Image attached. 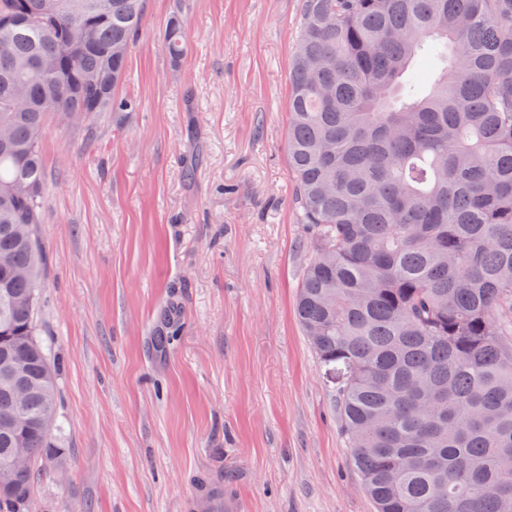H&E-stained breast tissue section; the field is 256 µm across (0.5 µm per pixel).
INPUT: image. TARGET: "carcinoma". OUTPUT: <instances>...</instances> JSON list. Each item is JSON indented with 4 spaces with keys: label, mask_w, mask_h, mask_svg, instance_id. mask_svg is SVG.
Instances as JSON below:
<instances>
[{
    "label": "carcinoma",
    "mask_w": 512,
    "mask_h": 512,
    "mask_svg": "<svg viewBox=\"0 0 512 512\" xmlns=\"http://www.w3.org/2000/svg\"><path fill=\"white\" fill-rule=\"evenodd\" d=\"M146 0H0V512L59 451L58 364L36 334L41 136L126 112ZM174 62L181 21L166 28ZM288 171L311 256L295 312L376 512L512 498V0H302Z\"/></svg>",
    "instance_id": "obj_1"
}]
</instances>
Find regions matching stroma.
<instances>
[{
  "label": "stroma",
  "instance_id": "35a3bbf8",
  "mask_svg": "<svg viewBox=\"0 0 512 512\" xmlns=\"http://www.w3.org/2000/svg\"><path fill=\"white\" fill-rule=\"evenodd\" d=\"M300 10L148 0L120 90L135 110L47 122L37 332L60 363L62 455L30 512H181L214 480L246 512H375L294 312L310 257L286 152ZM176 12L178 62L160 42ZM173 301L180 332L159 349Z\"/></svg>",
  "mask_w": 512,
  "mask_h": 512
}]
</instances>
